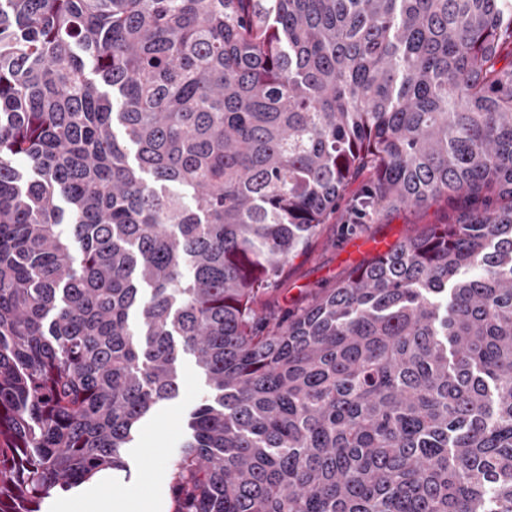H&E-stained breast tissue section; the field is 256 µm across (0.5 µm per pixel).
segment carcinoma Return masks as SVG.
<instances>
[{"instance_id":"carcinoma-1","label":"carcinoma","mask_w":512,"mask_h":512,"mask_svg":"<svg viewBox=\"0 0 512 512\" xmlns=\"http://www.w3.org/2000/svg\"><path fill=\"white\" fill-rule=\"evenodd\" d=\"M358 180L472 204L264 317ZM182 351L175 512H512V0H0V512Z\"/></svg>"}]
</instances>
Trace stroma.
<instances>
[{
    "instance_id": "obj_1",
    "label": "stroma",
    "mask_w": 512,
    "mask_h": 512,
    "mask_svg": "<svg viewBox=\"0 0 512 512\" xmlns=\"http://www.w3.org/2000/svg\"><path fill=\"white\" fill-rule=\"evenodd\" d=\"M359 192L356 185L348 189L339 211L324 224L316 243L288 260L283 280L270 299L269 313L296 309L304 296L332 287L350 265L370 257L371 245L388 246L412 228L446 223L466 206L463 199L441 197L419 208H384L357 220L349 208ZM177 369L178 397L159 404L142 421L123 451L124 469L113 471L99 490L103 499L125 501L129 512H173L172 463L189 434L188 414L207 392L205 376L193 355H181Z\"/></svg>"
}]
</instances>
